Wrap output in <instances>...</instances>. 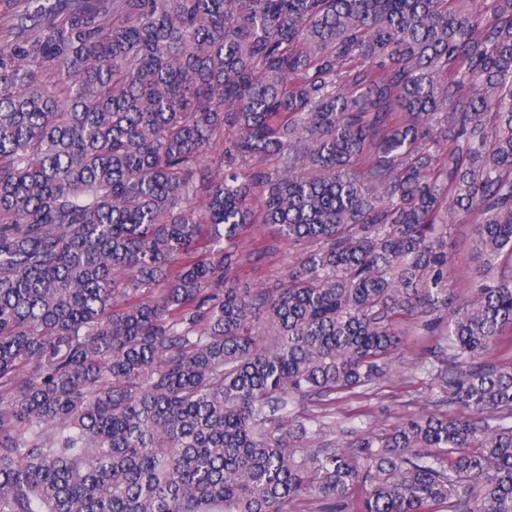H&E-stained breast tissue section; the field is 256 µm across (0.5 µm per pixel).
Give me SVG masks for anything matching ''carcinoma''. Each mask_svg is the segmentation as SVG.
<instances>
[{"mask_svg":"<svg viewBox=\"0 0 512 512\" xmlns=\"http://www.w3.org/2000/svg\"><path fill=\"white\" fill-rule=\"evenodd\" d=\"M418 313L469 416L313 447ZM507 327L512 0H0V512H512ZM475 223L454 224L448 233V252L453 266L448 274V290L457 298L467 296L477 276L474 249ZM299 252L300 247L289 245L288 242L282 243L275 260L261 263L242 274V284L251 287L257 284L267 288L281 286L288 280V270Z\"/></svg>","mask_w":512,"mask_h":512,"instance_id":"1","label":"carcinoma"}]
</instances>
